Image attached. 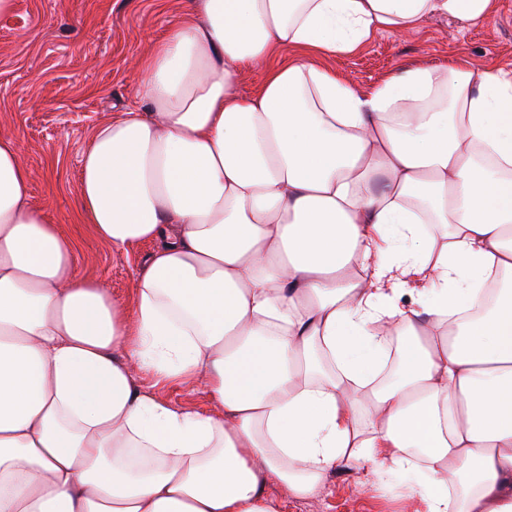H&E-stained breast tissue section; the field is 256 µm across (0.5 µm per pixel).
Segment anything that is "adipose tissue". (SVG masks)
Listing matches in <instances>:
<instances>
[{
  "instance_id": "ef3b65f1",
  "label": "adipose tissue",
  "mask_w": 512,
  "mask_h": 512,
  "mask_svg": "<svg viewBox=\"0 0 512 512\" xmlns=\"http://www.w3.org/2000/svg\"><path fill=\"white\" fill-rule=\"evenodd\" d=\"M498 6L183 0L81 156L85 223L153 245L131 311L0 132V512H283L351 466L414 474L421 512H512V70L327 65ZM153 395L160 400L186 407L202 413L214 410L208 396L201 391H190L185 385L165 384L151 389Z\"/></svg>"
}]
</instances>
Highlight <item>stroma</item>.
Here are the masks:
<instances>
[{"instance_id":"stroma-1","label":"stroma","mask_w":512,"mask_h":512,"mask_svg":"<svg viewBox=\"0 0 512 512\" xmlns=\"http://www.w3.org/2000/svg\"><path fill=\"white\" fill-rule=\"evenodd\" d=\"M17 2L12 14L0 16V127L19 141L35 200L76 241L79 273L133 306L136 270L148 248L112 250L81 221L80 158L92 131L134 104L136 62L177 18L182 0ZM456 57L512 68V0H501L498 13L481 25L433 19L408 34H375L331 65L366 88L400 64L438 65ZM363 481L361 469L336 472L318 499L287 502V512H406V477L367 493L360 490Z\"/></svg>"}]
</instances>
